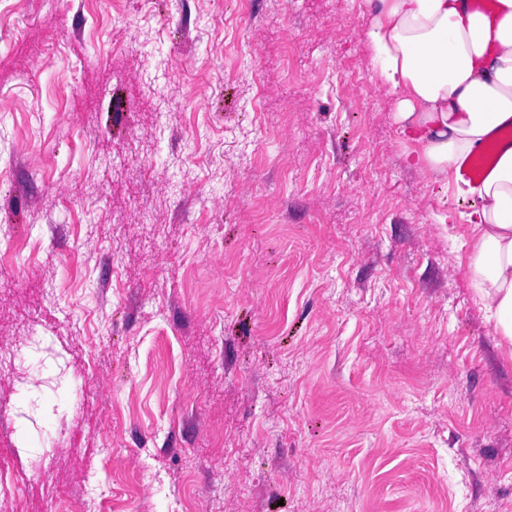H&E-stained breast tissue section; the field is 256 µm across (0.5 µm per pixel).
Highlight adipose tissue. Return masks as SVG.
I'll return each instance as SVG.
<instances>
[{
    "instance_id": "obj_1",
    "label": "adipose tissue",
    "mask_w": 512,
    "mask_h": 512,
    "mask_svg": "<svg viewBox=\"0 0 512 512\" xmlns=\"http://www.w3.org/2000/svg\"><path fill=\"white\" fill-rule=\"evenodd\" d=\"M372 8V64L398 96L401 135L416 145L406 160L473 198L468 270L495 333L512 345V146L481 182L458 176L463 161L512 125V0L488 12L464 0H373Z\"/></svg>"
}]
</instances>
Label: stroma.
I'll return each instance as SVG.
<instances>
[{"instance_id": "obj_1", "label": "stroma", "mask_w": 512, "mask_h": 512, "mask_svg": "<svg viewBox=\"0 0 512 512\" xmlns=\"http://www.w3.org/2000/svg\"><path fill=\"white\" fill-rule=\"evenodd\" d=\"M370 18L0 0V226L40 249L0 264V349L54 358L0 371V412L54 431L29 512H512V348Z\"/></svg>"}]
</instances>
